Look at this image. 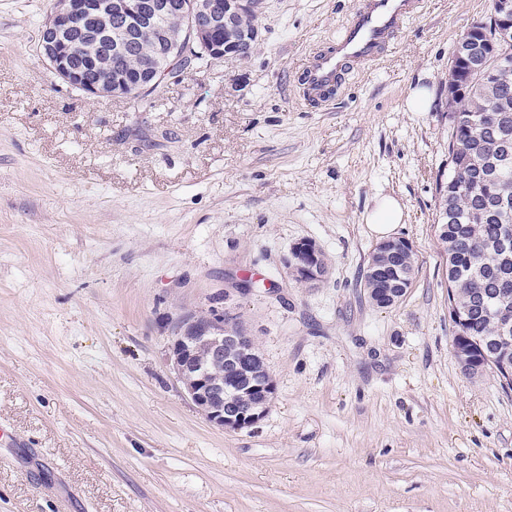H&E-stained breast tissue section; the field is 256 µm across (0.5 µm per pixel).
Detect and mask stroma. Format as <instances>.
I'll return each mask as SVG.
<instances>
[{
	"label": "stroma",
	"mask_w": 512,
	"mask_h": 512,
	"mask_svg": "<svg viewBox=\"0 0 512 512\" xmlns=\"http://www.w3.org/2000/svg\"><path fill=\"white\" fill-rule=\"evenodd\" d=\"M424 2L321 106L296 71L355 0H262L248 59L136 98L55 76L51 0H0V512H512V389L458 365L432 231L451 53L491 0ZM387 195L419 270L379 308L364 217ZM302 241L315 286L287 273ZM214 308L276 382L240 431L170 362L179 318ZM288 268L295 278H306L308 283H319L328 274L321 250L311 241L299 242L293 246Z\"/></svg>",
	"instance_id": "35a3bbf8"
}]
</instances>
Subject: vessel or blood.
Here are the masks:
<instances>
[{
  "instance_id": "1",
  "label": "vessel or blood",
  "mask_w": 512,
  "mask_h": 512,
  "mask_svg": "<svg viewBox=\"0 0 512 512\" xmlns=\"http://www.w3.org/2000/svg\"><path fill=\"white\" fill-rule=\"evenodd\" d=\"M422 5L423 0H358L336 38L300 66L298 79L308 100L328 101L346 74L369 69L380 60Z\"/></svg>"
}]
</instances>
